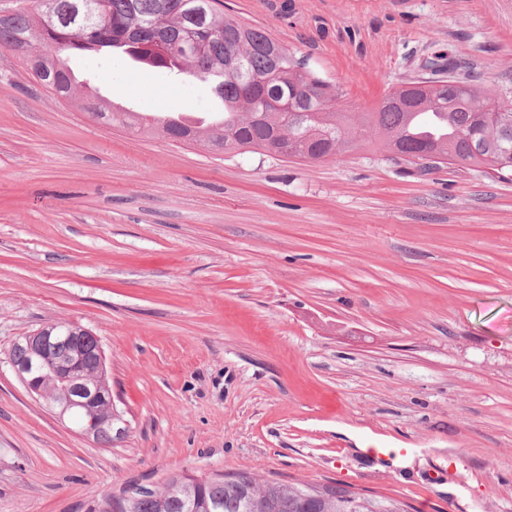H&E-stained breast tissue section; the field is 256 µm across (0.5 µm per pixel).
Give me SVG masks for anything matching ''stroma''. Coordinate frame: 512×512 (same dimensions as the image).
Instances as JSON below:
<instances>
[{
	"instance_id": "obj_1",
	"label": "stroma",
	"mask_w": 512,
	"mask_h": 512,
	"mask_svg": "<svg viewBox=\"0 0 512 512\" xmlns=\"http://www.w3.org/2000/svg\"><path fill=\"white\" fill-rule=\"evenodd\" d=\"M223 2L356 111L434 61L512 100V0ZM67 62L143 114L216 105L120 53ZM52 323L101 341L111 446L3 358ZM180 472L512 512V180L365 141L304 161L139 134L0 49V512H93Z\"/></svg>"
}]
</instances>
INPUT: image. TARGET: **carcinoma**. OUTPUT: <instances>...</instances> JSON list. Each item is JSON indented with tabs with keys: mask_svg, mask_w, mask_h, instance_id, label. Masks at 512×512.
I'll return each mask as SVG.
<instances>
[{
	"mask_svg": "<svg viewBox=\"0 0 512 512\" xmlns=\"http://www.w3.org/2000/svg\"><path fill=\"white\" fill-rule=\"evenodd\" d=\"M54 21L45 23L43 8L36 14L0 16V48L24 44L43 57L45 71L34 72L46 88L64 99L77 93V81L65 61L67 54L117 52L136 62L202 80L216 74L230 53L240 56L242 74L225 72L215 87L224 101L221 118L207 126H191L171 119L148 120L136 112H116L91 101V115L108 123L158 132L173 141L204 142L226 153L249 150L271 152L288 148V156L311 161L330 160L357 145L368 131L384 152L407 156L414 163L434 156L436 163L487 169L499 177L512 176V111L490 87L474 80L440 75L389 89L373 112L348 111L340 87L325 82L268 31L239 23L215 7V0H195L206 9L198 19L181 12L182 0H104L94 21H83L84 0H50ZM148 21L159 23L168 47L147 41H126L128 32ZM279 98L293 108L277 112L269 100ZM98 337L80 326H58L47 343L49 360L59 366L77 362L82 383L110 388L106 366L97 355ZM24 365L29 349L18 337L5 353ZM37 397L50 409L80 398L76 388L60 382L52 369L41 373ZM69 423L82 426L89 419L101 423L97 442L112 445L114 409L109 398L78 404L66 413ZM189 487L184 474L169 476L162 487L150 489L130 502L124 495L103 492L98 512H408L394 498L368 496L339 484L322 485L321 498L302 495L305 483L259 482L248 473H212L194 477Z\"/></svg>",
	"mask_w": 512,
	"mask_h": 512,
	"instance_id": "cac0c4a2",
	"label": "carcinoma"
}]
</instances>
